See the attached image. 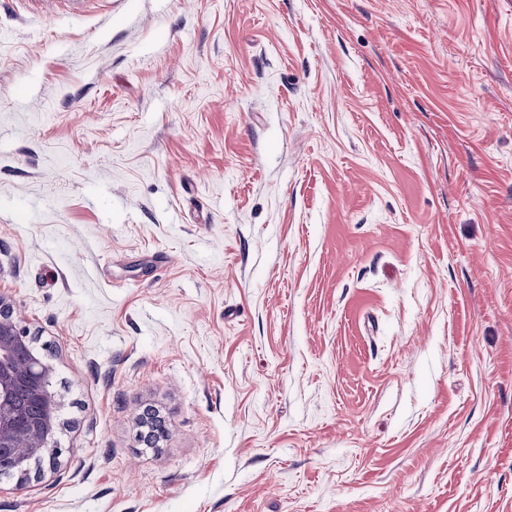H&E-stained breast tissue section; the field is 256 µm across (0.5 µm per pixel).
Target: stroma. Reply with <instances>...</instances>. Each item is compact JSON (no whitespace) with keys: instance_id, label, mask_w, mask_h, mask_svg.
<instances>
[{"instance_id":"stroma-1","label":"stroma","mask_w":512,"mask_h":512,"mask_svg":"<svg viewBox=\"0 0 512 512\" xmlns=\"http://www.w3.org/2000/svg\"><path fill=\"white\" fill-rule=\"evenodd\" d=\"M0 295V512H512V0H8ZM52 373L0 295V467L13 465L20 485L32 460L54 466L63 453L52 441L61 410L49 388Z\"/></svg>"}]
</instances>
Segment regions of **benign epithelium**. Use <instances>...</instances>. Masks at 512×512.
<instances>
[{"instance_id":"7a95c632","label":"benign epithelium","mask_w":512,"mask_h":512,"mask_svg":"<svg viewBox=\"0 0 512 512\" xmlns=\"http://www.w3.org/2000/svg\"><path fill=\"white\" fill-rule=\"evenodd\" d=\"M52 373L0 295V466H14L20 485L31 462L53 466L63 453L52 441L61 410L49 388Z\"/></svg>"}]
</instances>
